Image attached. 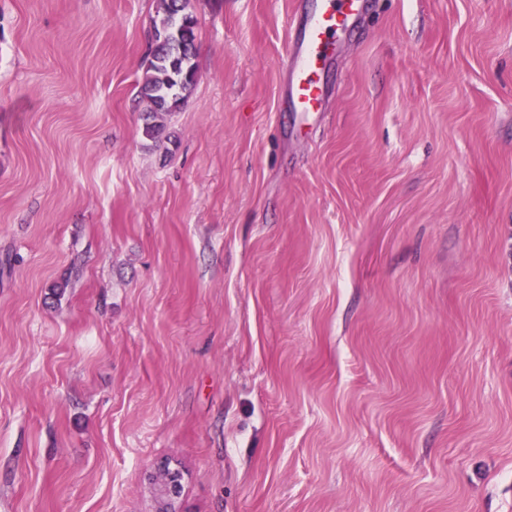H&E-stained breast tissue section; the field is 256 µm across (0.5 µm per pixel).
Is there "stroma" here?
I'll return each mask as SVG.
<instances>
[{
  "instance_id": "stroma-1",
  "label": "stroma",
  "mask_w": 512,
  "mask_h": 512,
  "mask_svg": "<svg viewBox=\"0 0 512 512\" xmlns=\"http://www.w3.org/2000/svg\"><path fill=\"white\" fill-rule=\"evenodd\" d=\"M0 0V512H512V0ZM163 17L154 26L155 46L145 71L140 93L151 104L144 114L143 134L158 137L164 114L175 111L183 100V92L191 89L197 76L196 22L189 11V0H161ZM312 14H298L299 32L285 59V95L294 112H320L325 88L317 72L331 60L334 38L361 14L363 0H316Z\"/></svg>"
}]
</instances>
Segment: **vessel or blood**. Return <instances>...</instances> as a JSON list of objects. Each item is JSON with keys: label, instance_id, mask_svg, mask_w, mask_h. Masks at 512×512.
<instances>
[{"label": "vessel or blood", "instance_id": "b4317fda", "mask_svg": "<svg viewBox=\"0 0 512 512\" xmlns=\"http://www.w3.org/2000/svg\"><path fill=\"white\" fill-rule=\"evenodd\" d=\"M363 0H317L313 13H300L299 32L285 61V95L293 111H321L325 88L318 71L331 60L335 38L361 13Z\"/></svg>", "mask_w": 512, "mask_h": 512}]
</instances>
